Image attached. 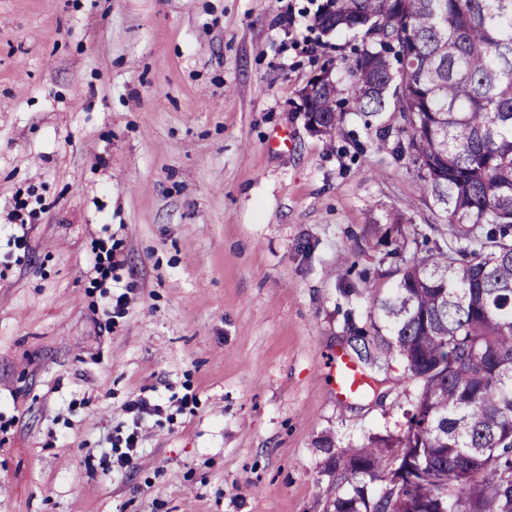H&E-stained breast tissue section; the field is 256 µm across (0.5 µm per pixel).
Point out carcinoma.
Returning <instances> with one entry per match:
<instances>
[{
    "label": "carcinoma",
    "mask_w": 512,
    "mask_h": 512,
    "mask_svg": "<svg viewBox=\"0 0 512 512\" xmlns=\"http://www.w3.org/2000/svg\"><path fill=\"white\" fill-rule=\"evenodd\" d=\"M318 25L362 42L348 108L331 69L305 88L306 123L331 135L344 112L396 137L441 240L396 264L371 320L417 387L399 437L332 453L323 512H512V0H330ZM400 211L369 222L407 247ZM405 468L395 492L386 471Z\"/></svg>",
    "instance_id": "cac0c4a2"
}]
</instances>
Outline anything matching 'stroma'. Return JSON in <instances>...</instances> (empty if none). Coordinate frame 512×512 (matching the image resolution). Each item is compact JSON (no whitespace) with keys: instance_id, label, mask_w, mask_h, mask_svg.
I'll return each mask as SVG.
<instances>
[{"instance_id":"stroma-1","label":"stroma","mask_w":512,"mask_h":512,"mask_svg":"<svg viewBox=\"0 0 512 512\" xmlns=\"http://www.w3.org/2000/svg\"><path fill=\"white\" fill-rule=\"evenodd\" d=\"M307 0H0V512H322L329 452L398 436L416 388L359 358L394 258L369 218L428 227L393 138L301 92L349 32L293 45ZM38 213L16 263V194ZM129 303L110 331L91 261ZM373 385L336 397L328 358ZM160 396L112 467L123 404ZM121 267V263L116 260L113 247L105 248L102 246L94 257L93 268L97 277L91 282L93 288H111L107 284L112 281H115L116 284L120 283V276L115 272Z\"/></svg>"}]
</instances>
